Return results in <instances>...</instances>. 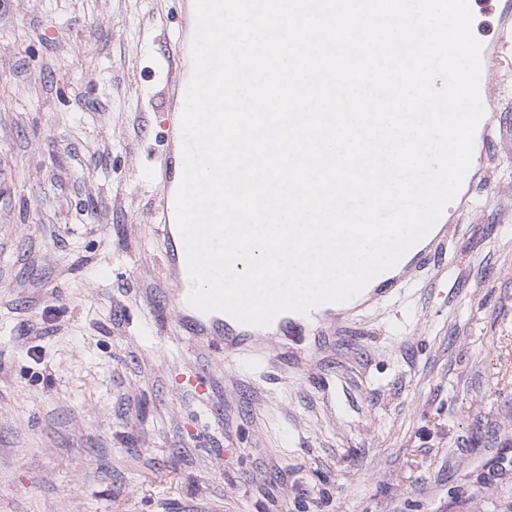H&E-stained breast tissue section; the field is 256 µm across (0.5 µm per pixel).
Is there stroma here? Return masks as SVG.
<instances>
[{"label":"stroma","instance_id":"35a3bbf8","mask_svg":"<svg viewBox=\"0 0 512 512\" xmlns=\"http://www.w3.org/2000/svg\"><path fill=\"white\" fill-rule=\"evenodd\" d=\"M172 0H0V512H512V47L443 264L207 358L149 217ZM302 360L281 369L276 353ZM208 363L214 390L180 374Z\"/></svg>","mask_w":512,"mask_h":512}]
</instances>
